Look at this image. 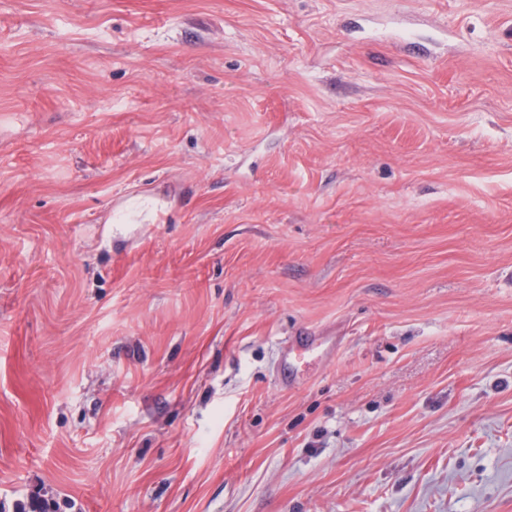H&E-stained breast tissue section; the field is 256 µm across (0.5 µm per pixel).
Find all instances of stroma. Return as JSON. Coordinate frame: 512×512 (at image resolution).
<instances>
[{
	"mask_svg": "<svg viewBox=\"0 0 512 512\" xmlns=\"http://www.w3.org/2000/svg\"><path fill=\"white\" fill-rule=\"evenodd\" d=\"M0 512H512V0H0Z\"/></svg>",
	"mask_w": 512,
	"mask_h": 512,
	"instance_id": "stroma-1",
	"label": "stroma"
}]
</instances>
